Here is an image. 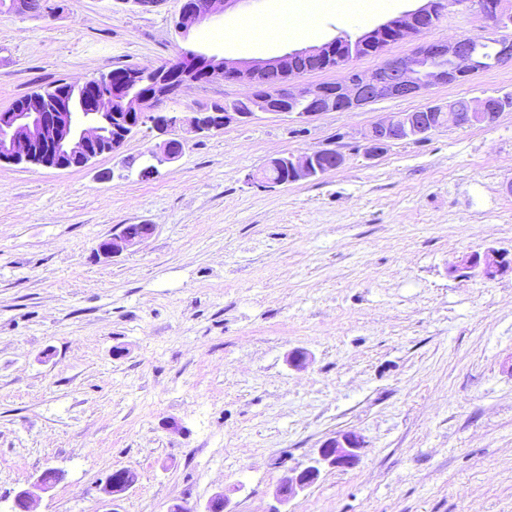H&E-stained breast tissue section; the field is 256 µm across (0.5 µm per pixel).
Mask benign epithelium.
Segmentation results:
<instances>
[{
    "mask_svg": "<svg viewBox=\"0 0 512 512\" xmlns=\"http://www.w3.org/2000/svg\"><path fill=\"white\" fill-rule=\"evenodd\" d=\"M240 0H182L178 16V32L182 38L202 24L219 17ZM461 11L477 10L484 17H491L502 28L512 23V15L505 12L504 0H456L448 3ZM439 0H423V5L392 17L359 35L354 48H376L380 38L391 31L398 34L424 35L431 30ZM478 37L461 36L452 41H426L419 44L411 58L390 57L384 59L371 73L356 74L339 84V90L347 97L350 107L372 103L394 97L409 98L440 84H452L462 79V68L474 64L472 45ZM337 42L332 39L320 45L292 50L283 55L261 61L218 58L200 52H186V66L181 81L176 82L163 71H143L125 66L109 69L98 75L74 84L83 92L75 99L65 89L53 87L48 94L34 95L0 112V164H33L57 169H81L89 166L93 159L119 150L139 125L126 122L115 126L118 113L117 102L127 101L159 130L170 135L164 143L162 153H149L139 176L149 177L163 163L178 160L184 151V142L177 129L188 123L198 134L218 132L232 122L246 124L256 118L255 112H194L183 119L175 112H158L156 107L168 99L177 98L182 86L196 82V76L204 73L212 78L223 77L235 82L259 86L260 77L268 72L286 71L288 64L298 59H321L325 62L338 57ZM148 83L153 92L147 96L129 95L134 88ZM446 108L448 123L458 128L491 124L497 121L494 97L487 96L477 102L465 101L464 111L457 112V104L450 101ZM433 113L403 112L396 119H385L372 126L368 134L367 155H378L386 145L400 140L399 134L406 132L412 139H420L434 131ZM323 151H315L301 157L292 155L271 159L258 174L249 180L259 187L270 184L266 171L280 167L290 174V181H309L328 173L320 167L317 159ZM156 226L138 224L119 225L112 236L99 244V252L107 257L119 255L152 236ZM512 270V262L495 249L471 252L462 255L448 268L455 277L480 275L494 278ZM365 448L363 437L354 431H343L323 441L315 449L308 462L291 469L280 483L277 500L286 505L299 493L314 485L327 470H349L355 468ZM129 480L115 481L108 488L110 497L120 496L137 482L136 472L126 469ZM63 478L61 471L48 467L26 488L19 489L13 499L11 512H35L36 492L51 490Z\"/></svg>",
    "mask_w": 512,
    "mask_h": 512,
    "instance_id": "obj_1",
    "label": "benign epithelium"
}]
</instances>
